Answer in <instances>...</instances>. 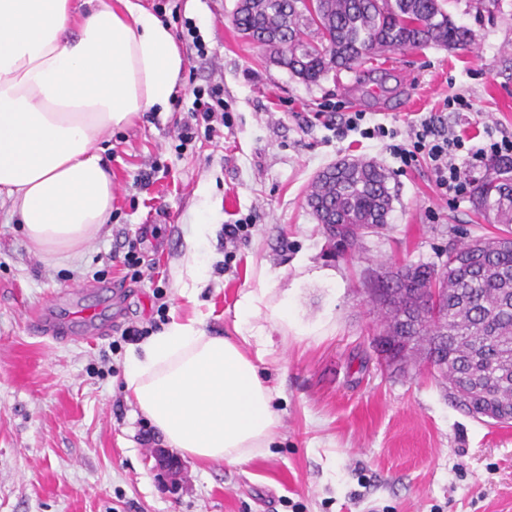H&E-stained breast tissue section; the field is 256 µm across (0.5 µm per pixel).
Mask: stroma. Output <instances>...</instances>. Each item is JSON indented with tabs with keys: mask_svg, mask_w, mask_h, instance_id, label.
Here are the masks:
<instances>
[{
	"mask_svg": "<svg viewBox=\"0 0 512 512\" xmlns=\"http://www.w3.org/2000/svg\"><path fill=\"white\" fill-rule=\"evenodd\" d=\"M172 25L185 70L168 111L152 110L98 142L112 170V216L74 265L29 249L0 208V512H512V424L492 425L448 399V383L416 366H382L381 318L365 291L391 266L440 264L450 246L495 235L471 198L438 193L428 161L406 167L386 141L347 131L350 113L406 138L428 113L464 138L512 134V0H447L472 29L468 49L430 45L374 56L307 84L242 38L237 0H141ZM221 85L226 124L178 132L193 89ZM462 98L463 111L449 108ZM363 158L387 169L388 224L337 253L307 205L322 169ZM150 180H143V173ZM253 226L236 248L225 225ZM198 224L203 282L179 288L185 241ZM142 236V279L113 261ZM287 296L299 329L267 325L264 374L280 428L243 464L183 458L178 481L157 467L162 435L124 391L127 335L172 313L203 314L209 334L235 333V304L254 288ZM69 295L103 327L64 344L35 333L30 314Z\"/></svg>",
	"mask_w": 512,
	"mask_h": 512,
	"instance_id": "stroma-1",
	"label": "stroma"
}]
</instances>
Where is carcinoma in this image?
Returning a JSON list of instances; mask_svg holds the SVG:
<instances>
[{
    "label": "carcinoma",
    "instance_id": "cac0c4a2",
    "mask_svg": "<svg viewBox=\"0 0 512 512\" xmlns=\"http://www.w3.org/2000/svg\"><path fill=\"white\" fill-rule=\"evenodd\" d=\"M243 38L276 56L288 72L316 82L354 70L377 53L431 44L467 47L472 31L448 16L443 0H238ZM390 174L373 161L343 159L310 185L307 204L329 238L352 252L363 234L387 223ZM474 208L512 224V161L491 165L473 192ZM389 301L373 300L391 333L403 332L444 363L448 399L494 424L512 422V235L448 250L438 268L410 265ZM430 288L440 292L429 303Z\"/></svg>",
    "mask_w": 512,
    "mask_h": 512
}]
</instances>
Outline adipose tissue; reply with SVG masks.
<instances>
[{"mask_svg":"<svg viewBox=\"0 0 512 512\" xmlns=\"http://www.w3.org/2000/svg\"><path fill=\"white\" fill-rule=\"evenodd\" d=\"M83 2L0 0V203L55 262L77 259L111 216L100 136L167 108L185 68L171 26L138 0ZM235 308L236 338L175 317L127 358L136 409L203 464L265 453L280 425L261 366L267 324L291 322L288 301L260 288Z\"/></svg>","mask_w":512,"mask_h":512,"instance_id":"1","label":"adipose tissue"}]
</instances>
